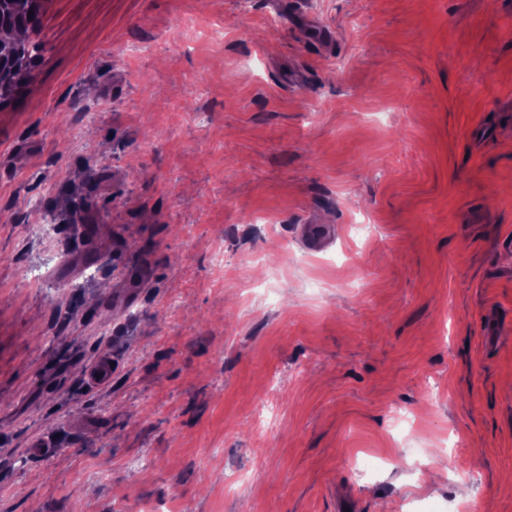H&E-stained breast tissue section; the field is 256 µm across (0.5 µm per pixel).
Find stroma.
Segmentation results:
<instances>
[{
	"mask_svg": "<svg viewBox=\"0 0 512 512\" xmlns=\"http://www.w3.org/2000/svg\"><path fill=\"white\" fill-rule=\"evenodd\" d=\"M287 2L45 0L0 512H512V0Z\"/></svg>",
	"mask_w": 512,
	"mask_h": 512,
	"instance_id": "35a3bbf8",
	"label": "stroma"
}]
</instances>
